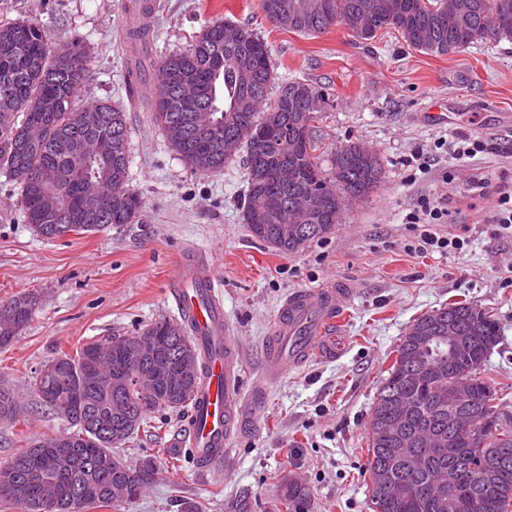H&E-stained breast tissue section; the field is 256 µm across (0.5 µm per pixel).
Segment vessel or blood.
Instances as JSON below:
<instances>
[{
	"label": "vessel or blood",
	"instance_id": "obj_1",
	"mask_svg": "<svg viewBox=\"0 0 512 512\" xmlns=\"http://www.w3.org/2000/svg\"><path fill=\"white\" fill-rule=\"evenodd\" d=\"M171 296L181 319L194 329L201 346L204 382L191 413L185 443L199 471L232 465L230 445L264 408L269 384L287 368L307 363L313 357H334L333 337L326 327L337 318L350 299L347 288H326L314 293L296 290L288 294L277 315L279 336L269 347L252 381L242 375V351L224 318L222 282L208 260L189 262ZM251 396H244L243 387Z\"/></svg>",
	"mask_w": 512,
	"mask_h": 512
}]
</instances>
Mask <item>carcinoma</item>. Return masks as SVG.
Here are the masks:
<instances>
[{"mask_svg":"<svg viewBox=\"0 0 512 512\" xmlns=\"http://www.w3.org/2000/svg\"><path fill=\"white\" fill-rule=\"evenodd\" d=\"M278 0H260L266 18L275 25L306 35H317L334 26H342L358 41L373 39L382 28L397 29L415 49L435 54L456 53L482 39L512 38V0H473L475 10L464 22L448 9V0H316L319 10L312 15H294L284 20L276 12ZM225 21L209 23L198 38L184 51L169 53L158 61L155 70L167 69L172 84L166 91L155 89L152 119L168 143L191 169L203 173L224 171L227 159L196 148L184 139L183 128L189 126L191 112L177 99L181 81L199 86L202 111L213 113L217 127L224 132L245 126L286 135L295 142L288 154L291 178L288 189L274 184L270 174L282 160L268 150L264 142L246 138L242 148L247 154V190L243 205V221L250 234L286 255H294L310 242L332 232L331 219H340L346 207L374 192L382 182L383 171L378 154L358 143L348 144L333 156V175L321 168L313 137V123L321 112L325 97L317 87L302 81L286 83L288 91L269 98L276 75L268 44L254 31L237 26V38L225 41ZM8 41L10 50L0 47V172L19 186L20 206L28 224H40L47 239L54 238L53 225L69 224L50 201L35 191L33 177L43 167H53L64 174L71 167L65 142L73 134L85 131L77 118L92 114L96 122L90 132L99 140L118 143L122 149L112 152L110 177L102 190L108 219L83 223L76 234L96 233L131 223L139 217L142 199L128 185L130 164L127 109L109 100L80 103V93L88 77L89 54L84 44L74 39L63 47L52 45L47 32L38 23L24 19L0 20V42ZM243 60L252 70L253 80L243 85L237 66L231 60ZM224 62L219 80H214L216 62ZM265 100L263 112H234V104L245 96ZM50 96L57 100L51 112H27L21 106ZM324 185L321 205L324 221L319 229L298 241L281 240L266 228L249 223L269 199L304 192ZM39 296L28 292L0 303V317L10 313L22 331L38 306ZM453 319L468 342L467 350L456 357L448 342L415 341L412 331L428 327L434 320ZM142 336L154 338L164 356L148 362L154 374V386L145 393L122 387L120 394L130 403L120 414L113 412L114 387H101L86 378V373L99 363L112 365L118 360L122 345L129 339L107 338L92 341L75 355L63 353L51 360L55 367L36 379L40 404L67 420L73 427L68 435V449L74 466L55 467V440L30 443L5 461L0 472L12 476L0 483V502L18 512H47L45 505L53 499L55 512H84L90 505L128 504L136 500L154 481L156 462L149 458L127 476L119 469L120 458L115 445L134 439L148 426V413L180 412L191 408L201 376L173 386L167 374L175 356L185 353L199 357L198 342L180 324L167 320L147 325ZM500 328L489 312L470 303L457 301L426 313L409 326L398 349L397 357L387 371L372 408L368 427V461L364 473L372 512H439L430 496L431 486L441 477L456 476L458 497L470 500L480 495V475L485 467V449H512V420L503 416L495 404L496 390L480 377V370L498 345ZM417 354L425 371L417 383L408 377L410 355ZM459 379L470 383L469 397L460 402L448 401V384ZM403 392L415 409L400 415L389 399L390 393ZM473 415L478 436L454 434L448 425V411ZM20 414L19 402L7 387H0V421H14ZM398 419L402 435L385 429ZM122 433L113 443L105 433ZM425 458V468L408 475L401 465H394L393 476L410 479L413 493L401 499L386 496L378 482V471L391 457L398 438ZM430 437L448 440V447L438 455L426 445ZM496 493L483 512H512V457L505 461L496 477ZM276 502L286 512H308L310 491L287 481L280 485Z\"/></svg>","mask_w":512,"mask_h":512,"instance_id":"obj_1","label":"carcinoma"}]
</instances>
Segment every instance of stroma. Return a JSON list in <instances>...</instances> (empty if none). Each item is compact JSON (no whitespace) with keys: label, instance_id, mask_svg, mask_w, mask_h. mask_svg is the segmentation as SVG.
Here are the masks:
<instances>
[{"label":"stroma","instance_id":"1","mask_svg":"<svg viewBox=\"0 0 512 512\" xmlns=\"http://www.w3.org/2000/svg\"><path fill=\"white\" fill-rule=\"evenodd\" d=\"M133 0H0V18L27 17L53 40L80 39L89 54L85 98L128 106V184L143 201L136 223L96 234L47 240L23 220L19 190L0 173V301L23 292L39 305L13 344L0 350V385L17 396L15 425L0 424V459L27 443L67 431L42 411L35 388L58 353L111 337H130L155 321L178 322L170 290L188 256L205 255L224 282V313L242 348L246 374L259 367L288 293L326 285L353 289L336 330V361L292 367L266 395L250 430L234 440L232 471L199 472L176 445L186 415L159 412L152 430L115 453L136 466L151 458L154 482L133 503L87 512H232L248 496L251 512H274L280 484L311 491V512H371L361 477L368 425L381 381L413 320L454 301L489 310L501 336L481 369L512 418V232L490 223L498 189L512 186V39H487L461 53L420 52L394 28L360 42L335 26L307 36L277 28L259 0H152L150 42L132 48ZM219 19L253 29L272 55L278 81L322 90L314 124L319 162L330 170L337 149L358 142L375 151L383 180L346 209L327 238L285 255L253 238L243 221L247 157L238 151L218 174L187 167L154 125L148 107L152 65L185 49ZM444 112L447 123L428 121ZM465 137L482 152L455 158L438 141ZM424 160L423 172L413 169ZM484 181L476 191V181ZM447 196L440 235L462 250L419 251L420 228L405 216L424 196Z\"/></svg>","mask_w":512,"mask_h":512}]
</instances>
